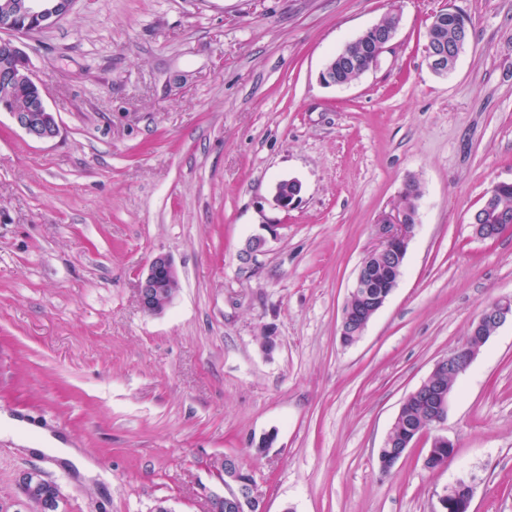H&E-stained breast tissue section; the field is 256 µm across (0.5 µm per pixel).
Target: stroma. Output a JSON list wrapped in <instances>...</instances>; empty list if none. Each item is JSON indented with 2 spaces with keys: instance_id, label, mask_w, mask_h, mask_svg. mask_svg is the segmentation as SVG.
<instances>
[{
  "instance_id": "1",
  "label": "stroma",
  "mask_w": 512,
  "mask_h": 512,
  "mask_svg": "<svg viewBox=\"0 0 512 512\" xmlns=\"http://www.w3.org/2000/svg\"><path fill=\"white\" fill-rule=\"evenodd\" d=\"M448 7L470 33L442 77L424 45ZM392 13L376 63L323 85L328 60ZM25 44L61 133L32 140L0 112V416L101 475L1 428L0 512L32 469L68 512H209L227 456L264 512H437L458 479L473 512H512L511 323L456 379L448 466L426 467V440L378 464L403 399L512 298V230L471 227L512 182V0H77ZM288 178L302 191L285 212L272 188ZM410 181L403 273L344 346L357 268ZM254 236L266 245L245 257ZM159 253L179 290L148 315L137 282ZM41 445L42 447H35L31 449L73 462L77 465L79 472L87 477H94L97 475L98 469L93 463L83 458L74 448L65 447L60 442L51 438L48 434L41 440Z\"/></svg>"
}]
</instances>
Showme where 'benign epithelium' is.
Wrapping results in <instances>:
<instances>
[{
  "label": "benign epithelium",
  "mask_w": 512,
  "mask_h": 512,
  "mask_svg": "<svg viewBox=\"0 0 512 512\" xmlns=\"http://www.w3.org/2000/svg\"><path fill=\"white\" fill-rule=\"evenodd\" d=\"M76 0H5L0 7V81L11 83H26L39 85L34 75V67L29 55L24 50L22 38L33 33L41 32L52 27L59 19L65 16L72 8ZM396 28H382L374 25L364 31L362 44L374 55H380L387 45L393 40ZM466 41L460 40L455 46L449 47L443 42L429 40L425 46V54L429 68L436 74L448 73V61L456 58L462 52ZM0 112H6L14 123L24 131L31 139L36 141H50L60 133V127L56 115L47 106L45 96L39 95L28 112H16L7 103L0 101ZM288 183L294 189L288 195L279 194L278 187H273L272 197L275 205L288 211L299 200L301 183L292 178ZM498 223L484 224L483 217H473V231L481 239L494 237L497 230L503 224L512 223V215L497 214ZM417 223V212L409 208H395L392 213L384 216L377 225L376 243L374 248L362 261L352 291L366 287L368 278L367 260L380 256H389L393 261L403 262V250H405ZM178 281V272L170 257L158 253L152 257L147 271L142 275L138 283L139 303L142 310L148 314H157L163 311L171 303L168 289ZM385 301H380L364 308L360 312L343 310L340 325L341 342L352 345L357 342V336L361 332L356 328L357 323L364 320V314H376ZM512 321V302L497 301L485 306L477 320L472 325V335L484 336V328L490 324L499 328L507 321ZM424 397L433 410L431 423L420 432L407 437L400 445L395 459L402 458L408 449L415 446L419 439L430 432H435L431 440L432 451L428 452L425 461H430L433 449L440 446L454 447L448 438L436 434L440 424L444 421L447 411L450 392L443 388L427 389L420 385ZM223 486V492L209 496V506L225 502L233 508L240 504H250L256 508V512H264L255 483L251 476L243 473L242 466L236 462L228 464L226 469L217 474ZM22 499L18 501L22 512L28 508V500L33 495L41 497L43 512H66V499L61 494L59 486L46 480L37 470L22 471L17 476ZM473 492L464 496L458 495L453 488L446 487L438 496L440 512H470Z\"/></svg>",
  "instance_id": "7a95c632"
}]
</instances>
